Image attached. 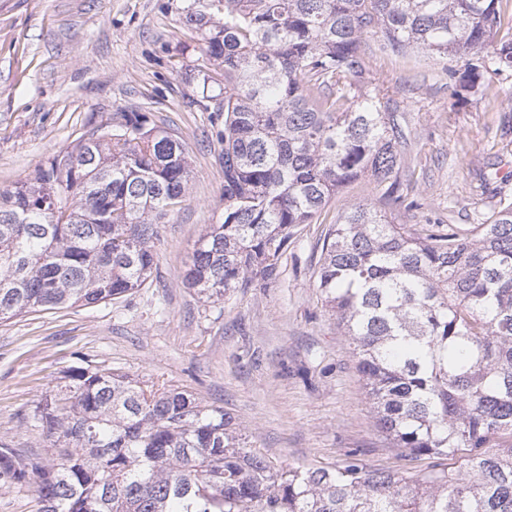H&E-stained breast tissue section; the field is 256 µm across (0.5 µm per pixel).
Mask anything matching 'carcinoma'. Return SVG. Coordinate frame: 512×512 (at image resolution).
<instances>
[{
    "label": "carcinoma",
    "mask_w": 512,
    "mask_h": 512,
    "mask_svg": "<svg viewBox=\"0 0 512 512\" xmlns=\"http://www.w3.org/2000/svg\"><path fill=\"white\" fill-rule=\"evenodd\" d=\"M498 0H184L205 65L200 103L224 123V201L184 284L205 302L276 279L294 230L370 171L403 205V132L359 92L368 35L465 62L478 90ZM186 143L143 112L92 131L0 189V320L120 299L149 281L152 240L189 197ZM316 287L352 346L378 431L437 463L416 479L351 457L276 468L232 418L191 395L77 366L33 414L57 465L0 447V480L38 512H512V203L484 224H394L366 204L328 229ZM451 460L448 466L444 461Z\"/></svg>",
    "instance_id": "1"
}]
</instances>
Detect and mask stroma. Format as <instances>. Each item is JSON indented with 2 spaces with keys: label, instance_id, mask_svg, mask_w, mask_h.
<instances>
[{
  "label": "stroma",
  "instance_id": "1",
  "mask_svg": "<svg viewBox=\"0 0 512 512\" xmlns=\"http://www.w3.org/2000/svg\"><path fill=\"white\" fill-rule=\"evenodd\" d=\"M181 0H0V188L24 180L120 113L146 112L187 144L189 199L160 225L153 281L127 297L0 321V444L51 460L33 418L38 403L86 364L166 385L223 408L249 448L275 466L334 467L358 451L371 468L406 476L405 459L377 431L355 360L315 286L323 238L352 205L396 224L466 228L512 202V70L487 72L458 100L448 61L372 48L362 91L397 101L410 207H387L363 175L336 193L321 224L298 228L279 279L202 302L182 280L203 225L224 208L215 113L199 105V43Z\"/></svg>",
  "mask_w": 512,
  "mask_h": 512
}]
</instances>
